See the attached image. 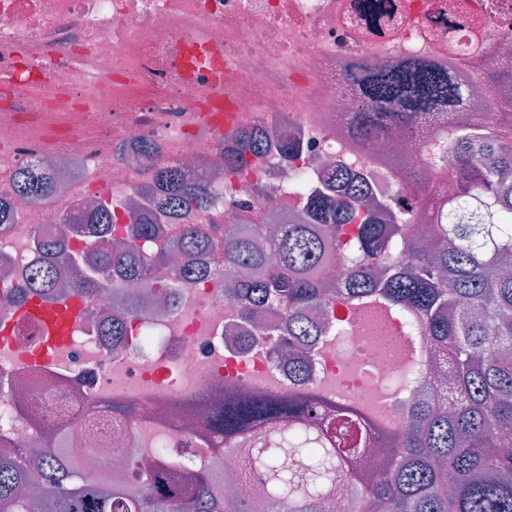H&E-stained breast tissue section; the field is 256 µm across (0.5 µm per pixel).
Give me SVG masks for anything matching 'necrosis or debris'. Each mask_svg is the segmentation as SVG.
Wrapping results in <instances>:
<instances>
[{
  "label": "necrosis or debris",
  "instance_id": "obj_1",
  "mask_svg": "<svg viewBox=\"0 0 512 512\" xmlns=\"http://www.w3.org/2000/svg\"><path fill=\"white\" fill-rule=\"evenodd\" d=\"M365 0H0V198L16 200L19 218L0 230V268L12 285L0 289V321L12 319L19 284L41 260L40 239L59 238L84 272L96 261L97 236L70 217L110 197L118 223L112 241H128L130 200L154 192L152 170L164 161L204 176L216 201L214 223L248 225L267 238L271 225L295 220L298 198L321 173L344 165L366 178L380 199L417 200L435 187L426 170L425 138L363 147L350 129L353 113L371 109L353 67L417 60L452 65L465 80L468 113L497 122L511 105L479 77L492 62L512 68V48L494 35L512 34V0H384L385 18L367 20ZM200 42L221 59L235 108V129L265 132L300 145L298 160L277 151L246 171L224 172L231 147L214 127L206 80L188 77L177 62L183 43ZM47 168L60 191L54 206L16 199L14 173ZM421 172L419 183L403 169ZM158 268L146 265L138 283L142 315L126 317L113 346L107 329L117 292L107 288L84 303L67 340L49 361L36 360V328L18 326L0 346V436L26 462L45 429L66 428L71 451L91 464L125 462L129 484L141 487L138 462L167 470L209 468L224 458L191 433L200 413L177 402L204 388L259 390L275 396L304 392L355 406L386 433L404 429L407 398L391 386L407 360L384 349L368 328L322 336L302 357L296 376L281 356L277 311L261 318L259 335L224 329L242 322V302L224 294V268L181 282L176 310L155 308ZM132 407L120 426L115 406Z\"/></svg>",
  "mask_w": 512,
  "mask_h": 512
}]
</instances>
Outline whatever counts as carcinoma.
<instances>
[{
  "instance_id": "cac0c4a2",
  "label": "carcinoma",
  "mask_w": 512,
  "mask_h": 512,
  "mask_svg": "<svg viewBox=\"0 0 512 512\" xmlns=\"http://www.w3.org/2000/svg\"><path fill=\"white\" fill-rule=\"evenodd\" d=\"M480 78L501 98L512 100V70L489 65ZM364 96L393 111L359 112L356 138L375 145L406 110L433 116L428 133V165L441 170L448 155L455 166L444 186L435 187L420 216L390 202L371 198L366 180L349 177L343 168L319 180L299 201L300 222L274 225L267 246L239 224L206 230L190 222L211 210L200 182L176 162L153 172L162 195L153 216L135 225L124 247L101 245L99 277H82L71 294L88 297L115 276L133 285L151 261L167 270L163 255L146 248L163 217L182 225L176 249L205 252L224 237V260L234 270L230 292L248 302L243 318L256 321L264 309H282L289 344L306 349L312 337L331 332L356 309H376L401 316L398 334L417 335L425 351L441 349L454 364L457 381L448 409L417 398L422 362L400 377L412 397L402 435H380L356 407L326 404L312 397L262 392H229L209 406L202 437L215 448L237 454L245 478L258 474L252 493L226 498L224 470L172 475L146 467L144 485L135 489L105 467L90 470L69 452L73 438L63 430L45 434L26 468L15 460L8 441L0 439V512H261L266 500L286 512H323L336 498L345 477L361 481L370 474L359 512H512V111L488 126L461 117L465 97L451 70L405 61L378 67L363 84ZM447 111L448 122L437 114ZM268 149L267 141L248 134L238 150L224 157V168H243L247 154ZM17 198L49 200L57 194L41 169L15 174ZM112 204L101 200L73 218L76 224H99V238L113 223ZM319 226L336 243L342 286L335 291L314 272L326 261ZM27 297L60 302L54 267H34L25 283ZM305 432L312 453L299 470H281L271 449L287 443L286 435ZM382 457L361 452L379 440Z\"/></svg>"
}]
</instances>
